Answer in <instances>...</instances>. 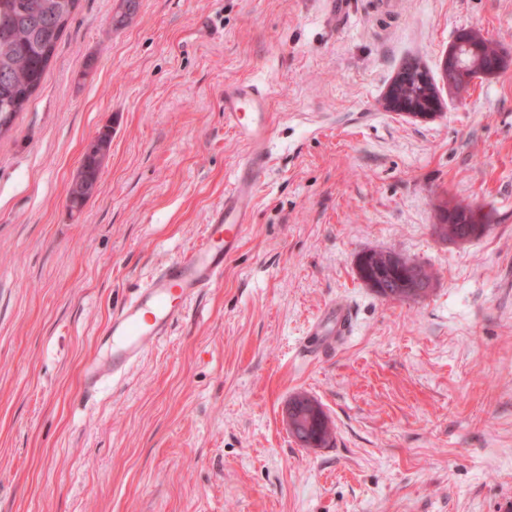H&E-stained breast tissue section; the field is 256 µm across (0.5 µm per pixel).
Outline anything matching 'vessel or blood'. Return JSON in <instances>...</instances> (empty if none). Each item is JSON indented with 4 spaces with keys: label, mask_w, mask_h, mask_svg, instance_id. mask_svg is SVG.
<instances>
[{
    "label": "vessel or blood",
    "mask_w": 512,
    "mask_h": 512,
    "mask_svg": "<svg viewBox=\"0 0 512 512\" xmlns=\"http://www.w3.org/2000/svg\"><path fill=\"white\" fill-rule=\"evenodd\" d=\"M266 107L267 93L257 86L242 83L225 92L224 120L247 146L234 186L206 224L203 242L157 268L129 301L113 310L99 338L100 355L84 369L88 394H96L107 379L140 360L167 336L190 302L222 284L224 265L240 247L267 169L270 134ZM325 317L333 323L332 338L347 334L352 313L346 306H332Z\"/></svg>",
    "instance_id": "b4317fda"
}]
</instances>
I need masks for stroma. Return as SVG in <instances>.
<instances>
[{
    "instance_id": "obj_1",
    "label": "stroma",
    "mask_w": 512,
    "mask_h": 512,
    "mask_svg": "<svg viewBox=\"0 0 512 512\" xmlns=\"http://www.w3.org/2000/svg\"><path fill=\"white\" fill-rule=\"evenodd\" d=\"M80 0L0 136V512H512V67L386 111L409 61L461 29L512 57V0ZM269 92L271 160L220 287L93 397L115 307L199 245L247 147L224 91ZM111 129L99 189L66 197ZM490 226L452 243L445 204ZM368 250L433 273L417 301L358 277ZM333 303L336 350L298 354ZM315 398L333 439L283 415ZM419 72L421 76H417V79L420 83L426 84L428 98L419 103L413 101L411 104L403 98H397V93L393 90L395 84L401 83L403 78H406V75H397L385 95V107L410 118L422 120L434 118L440 113L442 109L440 93L438 94L427 72L421 67H419ZM351 318L352 313L346 306L342 304H336L335 306H332L325 313L324 319L333 321L334 326L331 328L330 331L326 333H323L321 331V334H323V336L332 337L320 339L318 337L320 336L319 331L317 329V326H315L312 332L308 335V337L305 340V348L308 349L309 347L313 346H321L323 348H325L328 345L333 346L334 342L336 343V339H341V336H346L350 328ZM320 408L308 394H296L285 410V422L289 434L304 448H319V442L312 438H301L299 431L305 416L319 414ZM321 419V415H318Z\"/></svg>"
}]
</instances>
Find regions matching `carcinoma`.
<instances>
[{
    "instance_id": "obj_1",
    "label": "carcinoma",
    "mask_w": 512,
    "mask_h": 512,
    "mask_svg": "<svg viewBox=\"0 0 512 512\" xmlns=\"http://www.w3.org/2000/svg\"><path fill=\"white\" fill-rule=\"evenodd\" d=\"M79 0H0V127H11L17 113L24 110L34 93L41 86L46 69L66 26L77 9ZM458 38L476 47L473 53L472 75L493 76L498 70L507 68L500 46L473 29L462 30ZM111 135L99 138L95 153L100 158L81 164L83 171L74 176L68 197L86 196L82 187H93L100 181L101 156L110 148ZM442 237L459 243L468 242L483 235L475 231L474 209L466 205L455 209L453 223L436 225ZM385 269L382 253L374 250L364 252L357 260V275L361 280L383 283L396 282L388 276L379 278Z\"/></svg>"
}]
</instances>
